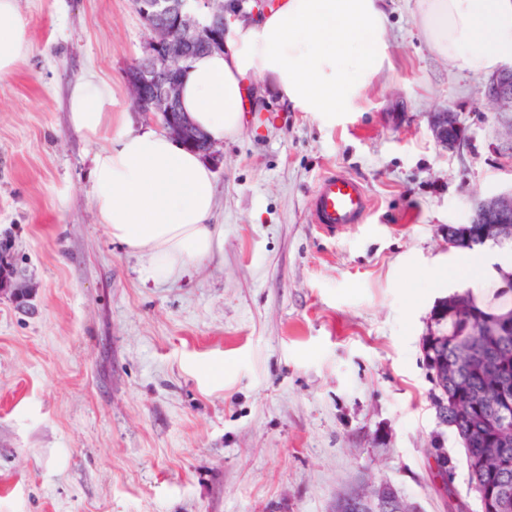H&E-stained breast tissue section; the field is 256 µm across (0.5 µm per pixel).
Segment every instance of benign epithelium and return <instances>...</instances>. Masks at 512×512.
<instances>
[{
    "mask_svg": "<svg viewBox=\"0 0 512 512\" xmlns=\"http://www.w3.org/2000/svg\"><path fill=\"white\" fill-rule=\"evenodd\" d=\"M269 0H236L237 7L229 8L224 0H134V7L151 37L144 43L142 54L126 71V81L136 111L157 119L170 135L189 146L203 142L200 131L178 111L179 77L192 61L190 48L204 44L224 48V35L235 20L248 21ZM485 97L499 112H512V66L494 73L485 85ZM460 119L451 111L437 112L430 121L435 141L444 148H456L461 140L457 135ZM473 223L487 225L499 242L512 241V190L480 200L474 210ZM14 287L0 292L30 307L31 289L13 274ZM357 512H400V499L392 493L391 485H374L364 496L353 495L336 503V512L346 506Z\"/></svg>",
    "mask_w": 512,
    "mask_h": 512,
    "instance_id": "obj_1",
    "label": "benign epithelium"
}]
</instances>
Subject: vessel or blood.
Here are the masks:
<instances>
[{"label": "vessel or blood", "instance_id": "vessel-or-blood-1", "mask_svg": "<svg viewBox=\"0 0 512 512\" xmlns=\"http://www.w3.org/2000/svg\"><path fill=\"white\" fill-rule=\"evenodd\" d=\"M370 199L358 180L334 173L324 176L311 203V220L324 233L363 223Z\"/></svg>", "mask_w": 512, "mask_h": 512}]
</instances>
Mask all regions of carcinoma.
Segmentation results:
<instances>
[{"mask_svg":"<svg viewBox=\"0 0 512 512\" xmlns=\"http://www.w3.org/2000/svg\"><path fill=\"white\" fill-rule=\"evenodd\" d=\"M482 224L449 227L448 248L483 246ZM502 324L505 336L491 342L481 334L486 321ZM424 357L432 373L441 364L445 423L459 437L470 472L480 486L487 512H512V441L504 443L498 421H512V271L500 277L492 298L480 301L471 292L454 294L441 304L423 339ZM490 458L495 471L482 470Z\"/></svg>","mask_w":512,"mask_h":512,"instance_id":"1","label":"carcinoma"}]
</instances>
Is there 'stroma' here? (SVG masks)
Wrapping results in <instances>:
<instances>
[{"label":"stroma","mask_w":512,"mask_h":512,"mask_svg":"<svg viewBox=\"0 0 512 512\" xmlns=\"http://www.w3.org/2000/svg\"><path fill=\"white\" fill-rule=\"evenodd\" d=\"M17 4L28 45L0 80V240L35 293L26 311L0 294V512H334L380 482L448 512L436 439L468 499L422 343L441 301L490 283L448 247L449 225L512 188V112L485 98L487 73L431 52L414 0H391L392 69L332 126L256 101L213 168L223 247L156 284L98 224L93 147L68 119L72 86L96 75L144 125L125 68L149 32L132 0ZM446 109L451 150L429 128ZM329 172L371 200L333 236L311 222ZM460 119L456 112L445 111L435 113L430 121V131L435 141L444 148H456L461 140L457 135Z\"/></svg>","instance_id":"obj_1"}]
</instances>
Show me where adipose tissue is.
<instances>
[{"label": "adipose tissue", "mask_w": 512, "mask_h": 512, "mask_svg": "<svg viewBox=\"0 0 512 512\" xmlns=\"http://www.w3.org/2000/svg\"><path fill=\"white\" fill-rule=\"evenodd\" d=\"M415 11L430 49L460 70L512 60V0H416ZM388 26L387 0H274L230 25L223 52L195 59L181 78L182 109L217 145L241 135L248 98L268 92L335 121L390 67ZM26 45L17 0H0V79ZM111 103V85L95 77L69 95L72 127L96 145L91 205L112 239L144 258V280L177 279L224 243L213 172L166 132L130 128Z\"/></svg>", "instance_id": "obj_1"}]
</instances>
